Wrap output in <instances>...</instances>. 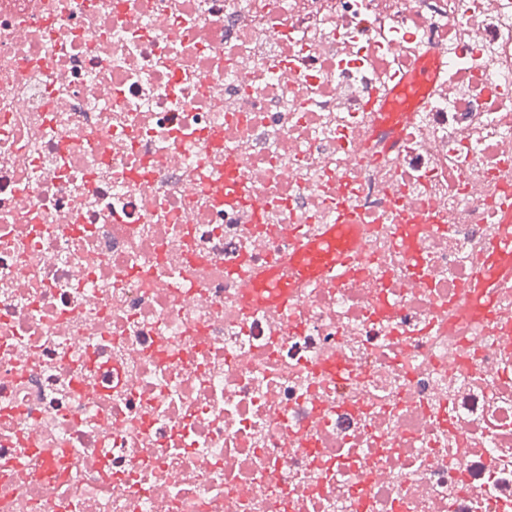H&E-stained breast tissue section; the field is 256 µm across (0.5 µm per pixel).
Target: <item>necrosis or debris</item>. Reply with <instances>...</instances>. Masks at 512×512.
Instances as JSON below:
<instances>
[{
	"mask_svg": "<svg viewBox=\"0 0 512 512\" xmlns=\"http://www.w3.org/2000/svg\"><path fill=\"white\" fill-rule=\"evenodd\" d=\"M502 73L512 0H0V512H512ZM436 75V69L435 67L433 69H425L421 72H419L415 78L411 74H405L402 75L398 82L393 86V88L388 92L382 106L381 110H384L389 101L400 91L407 89L412 82L417 80L418 82L422 84H426L428 87L432 86ZM354 224H323L320 233L305 241L298 237L294 242V252L288 257V267L283 270L259 272L251 280L268 282L267 295L258 292L247 299L258 304L272 307H284L288 304V295L297 284L317 279L318 283H328L344 277L350 258H345L347 250L337 251L339 232ZM283 272V274H281Z\"/></svg>",
	"mask_w": 512,
	"mask_h": 512,
	"instance_id": "4bbe7bcc",
	"label": "necrosis or debris"
}]
</instances>
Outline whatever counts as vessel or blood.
<instances>
[{"label": "vessel or blood", "mask_w": 512, "mask_h": 512, "mask_svg": "<svg viewBox=\"0 0 512 512\" xmlns=\"http://www.w3.org/2000/svg\"><path fill=\"white\" fill-rule=\"evenodd\" d=\"M340 230V225L325 224L314 238L296 239L287 269L257 273V280L265 282L267 288L265 293H252V301L268 307H283L297 284L313 279L328 283L344 277L349 260L337 249Z\"/></svg>", "instance_id": "vessel-or-blood-1"}]
</instances>
